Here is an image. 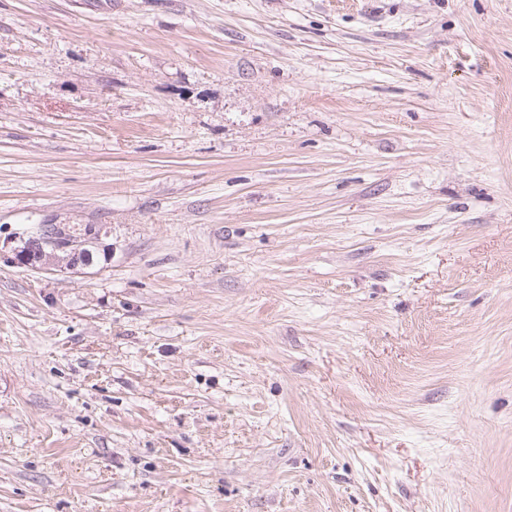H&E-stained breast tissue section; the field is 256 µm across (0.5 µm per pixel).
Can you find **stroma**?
<instances>
[{
    "mask_svg": "<svg viewBox=\"0 0 512 512\" xmlns=\"http://www.w3.org/2000/svg\"><path fill=\"white\" fill-rule=\"evenodd\" d=\"M0 512H512V0H0ZM41 231L27 230L6 261L17 267L47 273L77 271L92 263L91 255L101 246L103 225L67 224L55 221L39 224ZM60 230L61 234L51 229Z\"/></svg>",
    "mask_w": 512,
    "mask_h": 512,
    "instance_id": "obj_1",
    "label": "stroma"
}]
</instances>
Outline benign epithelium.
Returning a JSON list of instances; mask_svg holds the SVG:
<instances>
[{"label":"benign epithelium","instance_id":"7a95c632","mask_svg":"<svg viewBox=\"0 0 512 512\" xmlns=\"http://www.w3.org/2000/svg\"><path fill=\"white\" fill-rule=\"evenodd\" d=\"M41 231L28 230L18 239L6 261L17 267L35 268L47 273L76 271L92 263L99 249L103 226L67 224L56 221L40 225Z\"/></svg>","mask_w":512,"mask_h":512}]
</instances>
